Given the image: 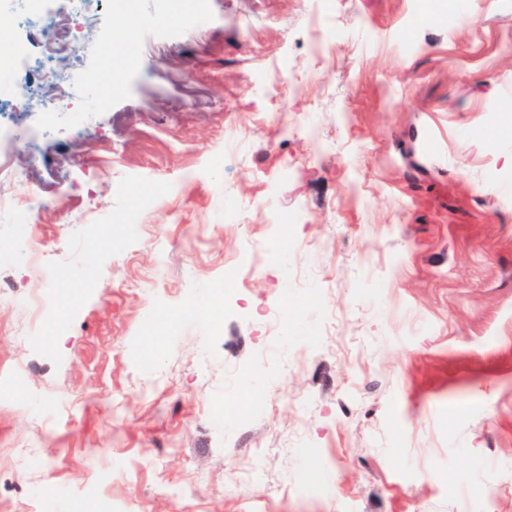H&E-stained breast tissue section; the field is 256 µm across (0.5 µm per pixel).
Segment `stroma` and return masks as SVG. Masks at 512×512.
Returning a JSON list of instances; mask_svg holds the SVG:
<instances>
[{
  "mask_svg": "<svg viewBox=\"0 0 512 512\" xmlns=\"http://www.w3.org/2000/svg\"><path fill=\"white\" fill-rule=\"evenodd\" d=\"M204 8L78 22L112 96L0 260V512H512V0Z\"/></svg>",
  "mask_w": 512,
  "mask_h": 512,
  "instance_id": "obj_1",
  "label": "stroma"
}]
</instances>
